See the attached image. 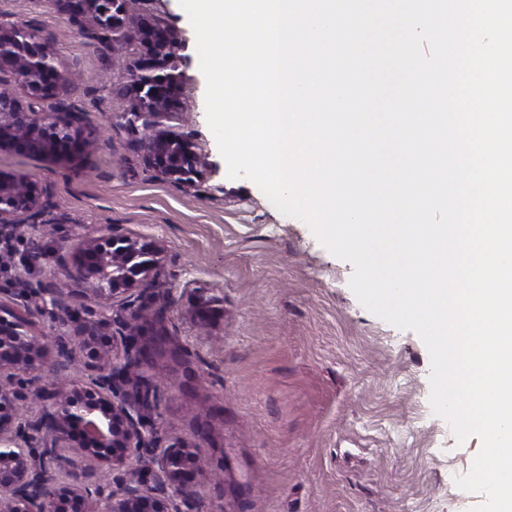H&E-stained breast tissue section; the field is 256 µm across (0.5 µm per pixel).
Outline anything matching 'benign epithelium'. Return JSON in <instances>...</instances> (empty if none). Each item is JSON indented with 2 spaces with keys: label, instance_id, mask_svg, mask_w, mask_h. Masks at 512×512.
<instances>
[{
  "label": "benign epithelium",
  "instance_id": "1",
  "mask_svg": "<svg viewBox=\"0 0 512 512\" xmlns=\"http://www.w3.org/2000/svg\"><path fill=\"white\" fill-rule=\"evenodd\" d=\"M67 2L76 16L97 26L104 47L125 37L139 44L129 84L138 104L126 113L127 121L142 122V146L152 167L182 188L195 187L207 167L205 157L189 137L155 123L177 104L178 31L128 13L126 0ZM70 80L48 41L22 26L0 24V147L59 161L86 151L96 133L65 96ZM27 98L51 104L50 111H33ZM42 214L39 190L27 175L0 173V229L40 224ZM70 256L90 288L76 293L33 280L36 264L29 256L14 265V278L28 281L30 291L48 299L51 314L73 328L72 347L36 334L25 317L0 302V512H66L69 504L76 512H192L201 495L195 482L198 445L162 440L151 416L163 399L160 385L132 380L142 364L165 354L181 356L165 334L169 302L154 295L163 247L127 236L113 224L105 235L80 239ZM193 292L188 314L208 328L223 311L216 299L205 297V289ZM92 298L100 305H89ZM78 351L96 372L90 384L36 385L51 361ZM21 375L28 376L30 401L42 407L23 423L14 387ZM27 433L38 435L41 446H20ZM62 448L77 458L67 469ZM134 458L148 465L131 470ZM93 465L123 470L126 478L117 485H92Z\"/></svg>",
  "mask_w": 512,
  "mask_h": 512
}]
</instances>
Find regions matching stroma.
<instances>
[{
	"instance_id": "stroma-1",
	"label": "stroma",
	"mask_w": 512,
	"mask_h": 512,
	"mask_svg": "<svg viewBox=\"0 0 512 512\" xmlns=\"http://www.w3.org/2000/svg\"><path fill=\"white\" fill-rule=\"evenodd\" d=\"M130 13L177 29L180 108L163 128L190 136L209 167L186 190L151 167L125 77L140 53L99 47L66 0H0V22L28 25L51 42L72 81L66 95L96 144L56 163L0 148V171L30 176L66 216L53 233L28 229L13 249L41 248L52 280L80 287L59 258L75 234L122 225L165 249L158 290L172 306L165 328L185 352L138 375L168 387L155 414L164 437L198 443L205 512H461L451 473L467 474L478 437L457 443L429 404L431 361L419 336L369 312L349 287L351 263L334 257L301 220L280 213L245 178L232 179L205 116L196 36L179 0H128ZM209 288L224 311L202 335L187 310Z\"/></svg>"
}]
</instances>
